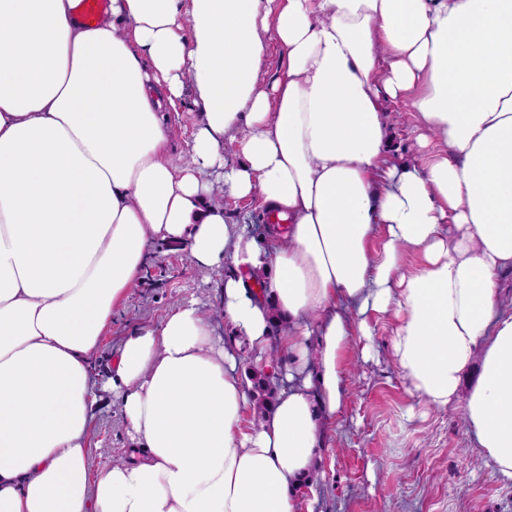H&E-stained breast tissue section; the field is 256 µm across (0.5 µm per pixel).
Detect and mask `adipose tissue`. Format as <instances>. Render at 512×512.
Here are the masks:
<instances>
[{"mask_svg":"<svg viewBox=\"0 0 512 512\" xmlns=\"http://www.w3.org/2000/svg\"><path fill=\"white\" fill-rule=\"evenodd\" d=\"M80 2L0 0V512H301L381 315L410 395L461 408L512 481V0H110L91 26ZM273 47L288 68L266 85ZM186 73L187 163L165 121ZM399 98L423 131L405 162ZM216 189L259 199L265 235ZM159 238L224 268L235 340L188 299L100 376ZM251 368L275 401L248 423ZM107 394L131 444L96 467ZM384 108L389 124V155L393 160L415 156L419 150L415 113L404 100L388 101ZM213 200L224 206V214L232 224H240L247 232L254 236H263L267 223V212L256 200H237L230 196H224L217 190ZM256 224L259 229L256 230Z\"/></svg>","mask_w":512,"mask_h":512,"instance_id":"ef3b65f1","label":"adipose tissue"}]
</instances>
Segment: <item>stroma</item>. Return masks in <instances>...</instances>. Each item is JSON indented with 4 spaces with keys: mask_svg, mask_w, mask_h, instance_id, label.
<instances>
[{
    "mask_svg": "<svg viewBox=\"0 0 512 512\" xmlns=\"http://www.w3.org/2000/svg\"><path fill=\"white\" fill-rule=\"evenodd\" d=\"M389 154L418 152L416 117L406 101L385 104ZM146 274L116 310L99 349L97 368L108 373L122 339L134 327L158 322L180 300L219 306L218 273L197 269L187 251L157 241ZM393 317L373 321L374 334L356 337L348 363L336 431L316 472L314 512H512V482L502 481L475 448L460 411L417 402L393 360ZM128 430L111 397L95 411L92 459L118 460Z\"/></svg>",
    "mask_w": 512,
    "mask_h": 512,
    "instance_id": "stroma-1",
    "label": "stroma"
}]
</instances>
